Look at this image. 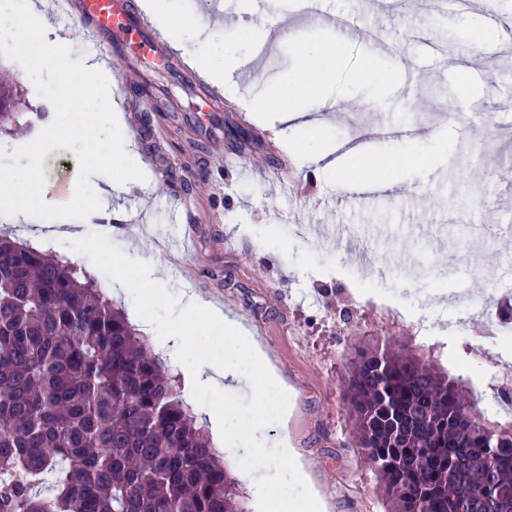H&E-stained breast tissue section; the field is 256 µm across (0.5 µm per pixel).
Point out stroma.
<instances>
[{
    "label": "stroma",
    "mask_w": 512,
    "mask_h": 512,
    "mask_svg": "<svg viewBox=\"0 0 512 512\" xmlns=\"http://www.w3.org/2000/svg\"><path fill=\"white\" fill-rule=\"evenodd\" d=\"M321 15L303 14L297 0H171L164 42L179 39L178 72L208 84L225 107H209L201 96L171 86L155 68L143 66L142 47L128 51L110 32L98 42L85 37L86 19L72 13L63 21L74 39L73 53L56 57L52 68L74 71L77 59L107 46L121 91L115 101L124 132L154 177L113 198L112 219H99L93 190L80 205L59 213L85 233H103L117 248L143 235L147 246L182 237L193 230L195 246L172 268L167 285L173 295L191 289L241 319L265 350L283 386L290 392L279 424L258 431L267 447L289 440L308 466L309 483L324 503L323 512H386L376 480L364 464L342 401L346 348L361 336L380 343L408 342L425 359L462 377L479 412L512 417L494 409V378L512 365V342L476 345L461 332L454 311L465 295L482 293L499 303L488 280L461 260L465 230L478 236L482 264L498 280H512L502 261L512 240V45L478 35L487 15L512 20V0H470L467 10L444 13L438 0H385L373 12L367 0H323ZM266 18L259 34L247 32V15ZM210 18L215 42L233 49L245 64L233 72L232 91L209 83L189 54L199 43L187 32L192 18ZM339 40L340 50L327 72L307 79L316 87L314 146L329 150L358 140L357 154L328 170L307 162L303 148L291 147L281 119L265 121L255 102L271 94L291 97L299 44L303 40ZM430 55L434 67L416 83L392 79L380 87L365 73L369 61L402 67ZM480 64V72L459 76L453 60ZM148 80L159 96L134 98V83ZM37 103L16 115L18 131L0 133V171L31 162L38 148L31 141ZM412 126L422 135L414 150L422 161L413 170L395 162L400 140L377 137L383 126ZM237 128L246 140H230ZM378 163L365 165L364 155ZM236 158L240 173L224 170ZM190 179L183 193L170 184L169 172ZM383 184L370 205L341 199L343 173ZM404 225L405 235L378 242L349 235L353 225ZM335 225V240H319L314 227ZM374 251L401 270L390 287L408 318L381 321L370 295L352 285L359 255ZM453 269L449 283L440 275ZM356 310L350 320L336 312L341 296ZM428 329L416 334L412 319Z\"/></svg>",
    "instance_id": "35a3bbf8"
}]
</instances>
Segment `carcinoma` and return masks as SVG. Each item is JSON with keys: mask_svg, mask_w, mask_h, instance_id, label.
<instances>
[{"mask_svg": "<svg viewBox=\"0 0 512 512\" xmlns=\"http://www.w3.org/2000/svg\"><path fill=\"white\" fill-rule=\"evenodd\" d=\"M20 94L0 79V125ZM343 403L392 512H512V423L406 343L349 348ZM0 512H251L166 371L91 280L0 236Z\"/></svg>", "mask_w": 512, "mask_h": 512, "instance_id": "cac0c4a2", "label": "carcinoma"}]
</instances>
